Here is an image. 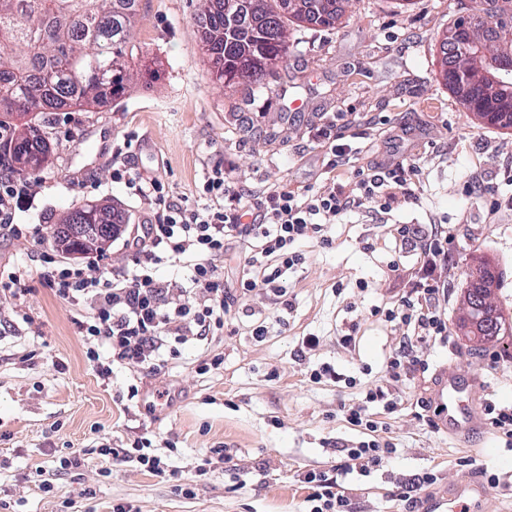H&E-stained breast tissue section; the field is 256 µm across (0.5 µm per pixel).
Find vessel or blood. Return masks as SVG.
Instances as JSON below:
<instances>
[{
  "mask_svg": "<svg viewBox=\"0 0 512 512\" xmlns=\"http://www.w3.org/2000/svg\"><path fill=\"white\" fill-rule=\"evenodd\" d=\"M476 381V376L471 374L451 375L440 380L434 393L438 405L443 408L440 415L442 427L464 443L482 427L477 404L467 398ZM484 498L482 484L467 478L449 486L447 496L424 502L422 512H469L472 505L481 503Z\"/></svg>",
  "mask_w": 512,
  "mask_h": 512,
  "instance_id": "b4317fda",
  "label": "vessel or blood"
}]
</instances>
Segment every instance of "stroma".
<instances>
[{"instance_id": "obj_1", "label": "stroma", "mask_w": 512, "mask_h": 512, "mask_svg": "<svg viewBox=\"0 0 512 512\" xmlns=\"http://www.w3.org/2000/svg\"><path fill=\"white\" fill-rule=\"evenodd\" d=\"M470 4L414 0L403 10L396 0H352L336 29L291 27L288 54L262 85L227 89L213 79L203 48L202 0H138L125 95L67 115L13 117L17 127L37 125L49 152L30 171L40 180L33 201L15 211L30 235L0 241V272L25 270L28 288L18 304L0 295V317L13 319L19 305L32 318L0 330V512H113L125 502L140 512H310L303 475L329 469L338 448L360 440L341 407L383 380L404 339V327L377 314L423 275L419 250L398 229L424 232L435 222L453 237L448 294L439 301L448 343L427 347V371L391 382L395 412L372 408L397 447L389 463L341 484L353 512H411L412 501L486 470L501 483L487 487L480 512H512V451L487 428L459 446L422 408L440 378L458 371L477 375L475 402L512 405V335L476 345L457 328L478 257L497 266L492 302L512 323V210L489 215L485 201L464 190L479 174L512 195L502 173L512 132L474 124L437 66L442 32ZM327 125L352 136L357 149L353 168L335 178L317 136ZM117 158L162 181L170 197L193 200L217 164L247 190L280 184L301 192L334 181L349 195L358 192L359 167L414 159L422 172L416 201L383 217L365 208L346 213L328 227L331 246L316 234L303 243L304 262L288 275L290 310L262 293L239 300L223 335L182 345L155 374L113 365L106 384L86 358L74 306L39 273L43 253L65 252L53 229L73 208L97 204L122 211L130 224L153 220L149 200L113 178ZM259 320L271 325L262 342L250 334ZM347 333L355 336L348 346ZM306 336L320 345L304 355ZM215 353L223 365L197 374ZM323 364L356 377V387L309 381L308 368ZM133 382L142 389L135 400L127 397ZM142 436L159 447L174 443L178 478L136 466L107 477L96 458L56 468L58 457ZM221 445L233 452L235 469L196 476V462ZM431 470L438 482L404 498L405 480ZM45 480L54 492L40 490ZM183 483L192 484V497L181 493Z\"/></svg>"}]
</instances>
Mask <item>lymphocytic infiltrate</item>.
Segmentation results:
<instances>
[{"label":"lymphocytic infiltrate","instance_id":"obj_1","mask_svg":"<svg viewBox=\"0 0 512 512\" xmlns=\"http://www.w3.org/2000/svg\"><path fill=\"white\" fill-rule=\"evenodd\" d=\"M420 171L413 162L358 169L355 196L331 185L301 193L266 186L252 195L240 189L225 168L217 167L202 185L207 200L202 208L186 198L171 200L160 180L135 175L131 184L159 210L154 223L138 225L130 238L131 266L113 270L111 278L103 280L87 274L83 266L48 253L41 276L59 299L74 306L89 304L91 315L76 319L75 325L89 342L86 357L99 379L109 380L116 363L153 373L173 345L223 334L224 315L234 298L257 291L284 298L290 271L304 261L301 246L307 238L322 234L328 246L332 240L325 231L336 216L361 208L390 213L397 195L412 198L411 185ZM38 185L35 178L0 175L1 238L21 234L14 222L15 210ZM402 237L422 240L424 277L418 284L420 300L404 297L385 311L387 321L413 330L387 361L386 372L393 378L422 366L423 347L447 333L436 303L446 291L443 275L450 267L451 238L440 225L422 235L406 229ZM240 240L247 242L248 251L239 264V288L233 291L224 284L222 263L229 246ZM165 260L189 269L194 303H186L185 288L154 277V265ZM376 404L390 412L397 408L381 385L361 390L355 402L343 407L347 423L359 428L364 438L343 448L330 469L304 474L303 481L311 489V512H351L339 476L368 474L395 454V443L379 435L370 412ZM96 455L101 462L132 463L158 476L169 467L167 455L145 436L123 448L101 446Z\"/></svg>","mask_w":512,"mask_h":512}]
</instances>
